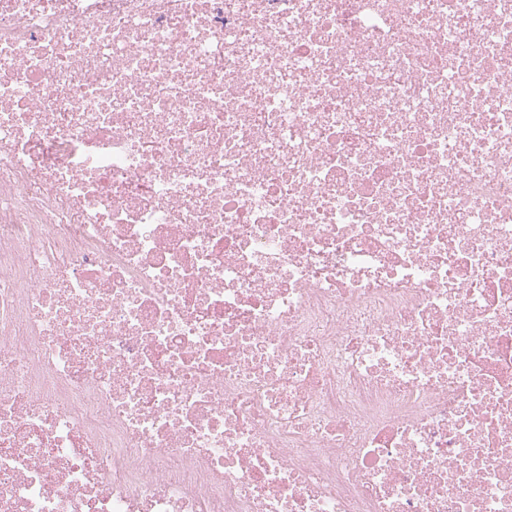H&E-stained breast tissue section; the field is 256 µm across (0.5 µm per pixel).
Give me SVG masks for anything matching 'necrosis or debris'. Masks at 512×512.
Segmentation results:
<instances>
[{
  "label": "necrosis or debris",
  "mask_w": 512,
  "mask_h": 512,
  "mask_svg": "<svg viewBox=\"0 0 512 512\" xmlns=\"http://www.w3.org/2000/svg\"><path fill=\"white\" fill-rule=\"evenodd\" d=\"M0 512H512V0H0Z\"/></svg>",
  "instance_id": "necrosis-or-debris-1"
}]
</instances>
